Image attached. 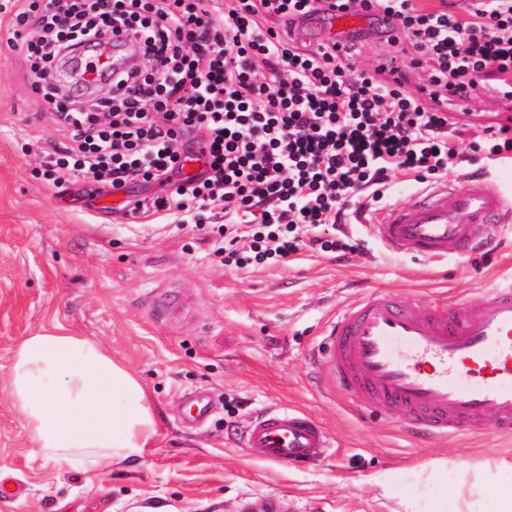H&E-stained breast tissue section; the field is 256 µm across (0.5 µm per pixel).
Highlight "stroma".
Segmentation results:
<instances>
[{"label": "stroma", "mask_w": 512, "mask_h": 512, "mask_svg": "<svg viewBox=\"0 0 512 512\" xmlns=\"http://www.w3.org/2000/svg\"><path fill=\"white\" fill-rule=\"evenodd\" d=\"M12 0H0V478L20 496L0 512H402L400 495L436 493L482 503L486 486L512 485V439L494 433L437 440L412 434L399 411H360L315 362L338 309L387 290L431 303L479 301L512 277V223L490 248L445 260L388 249L348 212L356 252L337 259L308 247L288 263L234 270L208 228L211 210L98 214L93 189L59 190L43 179L41 148L64 130L33 90L34 76L13 34ZM452 115L451 140L466 152L501 103L479 91ZM188 291L195 314L154 321L153 297ZM55 327L109 349L141 382L160 424L141 460L94 482L30 452L29 433L9 395L15 346ZM205 393L208 418L192 421L185 397ZM307 413L333 441V455L301 466L250 458L241 443L268 407ZM447 474L425 481L434 463ZM388 475L381 488L376 476ZM470 483L461 486V475Z\"/></svg>", "instance_id": "stroma-1"}]
</instances>
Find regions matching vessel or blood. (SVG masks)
Instances as JSON below:
<instances>
[{
	"label": "vessel or blood",
	"instance_id": "1",
	"mask_svg": "<svg viewBox=\"0 0 512 512\" xmlns=\"http://www.w3.org/2000/svg\"><path fill=\"white\" fill-rule=\"evenodd\" d=\"M382 30L368 14L334 8L296 16L292 27L310 47L348 45ZM511 215L512 202L470 174L387 209L374 230L391 250L440 260L489 243ZM324 342V360L356 409L398 410L433 438L480 434L489 422L512 434V280L485 290L478 303L440 298L428 307L376 290L339 310ZM244 445L252 459L295 465L322 457L330 442L307 414L276 408L258 414Z\"/></svg>",
	"mask_w": 512,
	"mask_h": 512
}]
</instances>
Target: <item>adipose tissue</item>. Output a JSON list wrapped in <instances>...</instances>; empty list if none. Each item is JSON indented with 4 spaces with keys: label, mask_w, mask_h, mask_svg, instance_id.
I'll return each instance as SVG.
<instances>
[{
    "label": "adipose tissue",
    "mask_w": 512,
    "mask_h": 512,
    "mask_svg": "<svg viewBox=\"0 0 512 512\" xmlns=\"http://www.w3.org/2000/svg\"><path fill=\"white\" fill-rule=\"evenodd\" d=\"M9 386L33 455L89 478L143 458L154 445L158 419L141 383L90 337L43 330L23 338Z\"/></svg>",
    "instance_id": "adipose-tissue-1"
}]
</instances>
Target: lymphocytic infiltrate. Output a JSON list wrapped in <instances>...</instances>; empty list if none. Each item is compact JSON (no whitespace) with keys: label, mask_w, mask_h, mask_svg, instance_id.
<instances>
[{"label":"lymphocytic infiltrate","mask_w":512,"mask_h":512,"mask_svg":"<svg viewBox=\"0 0 512 512\" xmlns=\"http://www.w3.org/2000/svg\"><path fill=\"white\" fill-rule=\"evenodd\" d=\"M15 26L36 91L67 141L43 149V174L115 190L139 183L130 212L220 208L244 218L249 250L221 262L243 269L288 262L305 243L345 257L344 238H307L339 224L364 193L383 198L393 172L445 180L463 157L448 142L449 107L490 87L512 99V0H471L462 12L416 0H336L391 23L426 80L408 90L388 63L353 70L322 43L302 49L273 26L318 0H16ZM140 48L141 62L88 86L109 35ZM196 175L184 174L188 159ZM160 185L161 194L151 191Z\"/></svg>","instance_id":"lymphocytic-infiltrate-1"}]
</instances>
